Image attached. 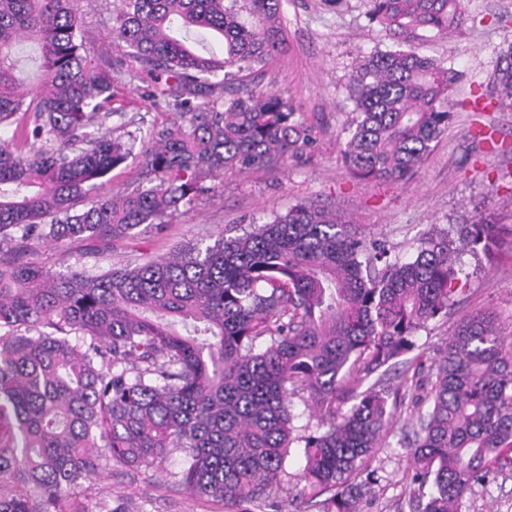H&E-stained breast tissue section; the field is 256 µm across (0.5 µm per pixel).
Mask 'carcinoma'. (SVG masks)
<instances>
[{"label": "carcinoma", "mask_w": 512, "mask_h": 512, "mask_svg": "<svg viewBox=\"0 0 512 512\" xmlns=\"http://www.w3.org/2000/svg\"><path fill=\"white\" fill-rule=\"evenodd\" d=\"M368 21L396 48L359 61L339 156L360 180L407 183L448 131L463 74L420 45L465 22L463 0H369ZM125 51L92 63L75 0H0V512H84L71 490L114 465L184 453L176 483L244 506L275 498L290 448L317 512H364V476L392 412L383 377L461 283L448 238L411 261L325 206L298 202L237 237L131 262L100 275L54 276L25 259L39 240L107 249L193 206L216 171L310 157L316 127L261 87L286 40L283 0H119ZM197 32L220 52L198 51ZM37 39L43 84L21 95L14 48ZM146 84L180 122L152 126L136 186L95 195L131 154L104 128L115 84ZM512 112V42L474 100ZM512 225L467 227L493 250ZM429 402L403 447L410 512H458L512 458V342L491 312L465 317L431 363ZM367 388H362L363 384ZM308 394L317 428L295 431Z\"/></svg>", "instance_id": "cac0c4a2"}]
</instances>
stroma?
Listing matches in <instances>:
<instances>
[{"label": "stroma", "instance_id": "35a3bbf8", "mask_svg": "<svg viewBox=\"0 0 512 512\" xmlns=\"http://www.w3.org/2000/svg\"><path fill=\"white\" fill-rule=\"evenodd\" d=\"M114 3H77L98 63L120 53L112 41ZM466 6L467 23L423 48L424 54L462 72L457 92L461 100L471 98L485 82L499 45L512 41V0H466ZM368 9L367 0H345L339 8L326 0H288L285 7L286 45L265 72L263 84L291 95L308 120L321 125L320 147L311 161L209 177L207 194L163 227L141 226L135 237L113 242L104 252L89 242L40 241L33 245L29 260L54 274L73 268L101 274L140 255L166 256L192 245L213 244L248 225L265 223L272 213L286 212L301 199L335 207L346 221L386 242L393 254L405 259L415 258L431 233L447 232L456 243L462 228L480 218L512 225L510 111L457 110L445 135L405 184L361 181L342 164L336 134L353 109L346 78L363 57L394 46L383 29L368 23ZM118 99L124 113L140 116L138 138H145L152 124L176 119L175 112L151 106L139 81L122 82ZM460 261L468 276L466 288L455 294L447 318L416 333V348L407 356L411 368L430 365L464 316L491 311L500 331L512 332V242H500L489 255L464 251ZM388 384L399 391L395 419L384 448L369 464L377 481L365 512H409V460L400 442L411 432V414L421 411L422 405L418 391L400 387L397 376H390ZM182 461L181 451L173 449L147 468L116 466L111 475L82 484L76 495L85 512H100L107 492L115 512H238L237 506L182 490L174 479ZM304 464L302 448H292L281 492L274 503L260 504V512H311L303 495ZM459 512H512V461L503 462L485 483L475 486Z\"/></svg>", "mask_w": 512, "mask_h": 512}]
</instances>
